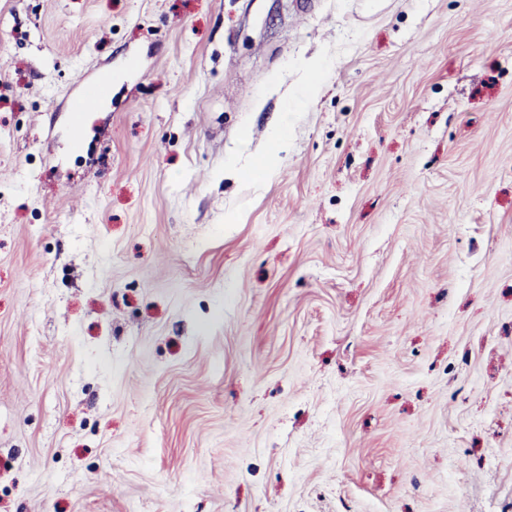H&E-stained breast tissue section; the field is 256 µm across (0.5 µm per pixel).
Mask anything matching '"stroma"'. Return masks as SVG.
I'll return each mask as SVG.
<instances>
[{"mask_svg":"<svg viewBox=\"0 0 512 512\" xmlns=\"http://www.w3.org/2000/svg\"><path fill=\"white\" fill-rule=\"evenodd\" d=\"M0 512H512V0H0ZM105 92V86L100 83L87 86L83 94L71 106V112H73L75 119H78L84 112L95 109L100 104Z\"/></svg>","mask_w":512,"mask_h":512,"instance_id":"35a3bbf8","label":"stroma"}]
</instances>
